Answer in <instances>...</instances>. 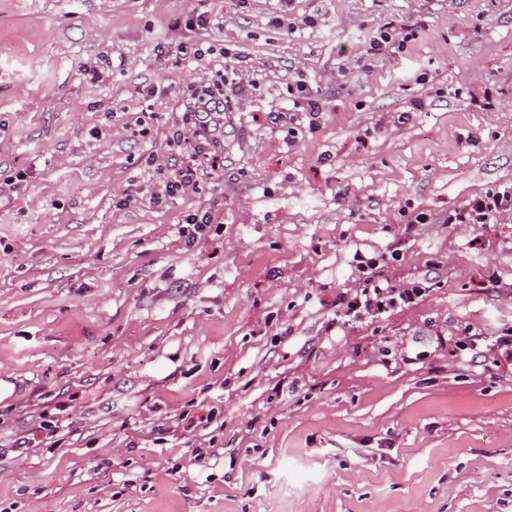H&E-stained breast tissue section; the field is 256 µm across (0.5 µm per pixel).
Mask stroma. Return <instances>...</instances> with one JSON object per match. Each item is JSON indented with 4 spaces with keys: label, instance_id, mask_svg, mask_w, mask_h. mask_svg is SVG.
Returning a JSON list of instances; mask_svg holds the SVG:
<instances>
[{
    "label": "stroma",
    "instance_id": "obj_1",
    "mask_svg": "<svg viewBox=\"0 0 512 512\" xmlns=\"http://www.w3.org/2000/svg\"><path fill=\"white\" fill-rule=\"evenodd\" d=\"M199 14L202 60L172 64L160 46ZM388 23L414 40L366 59ZM228 54L253 88L224 112L223 179L116 208ZM292 75L324 105L293 139L270 121L301 111ZM20 170L0 187V512H512L490 342L512 327V210L448 221L512 187V0H0V176ZM199 208L217 222L188 246ZM357 252L431 292L336 323ZM62 398L69 428L22 447ZM511 209L510 187V190L491 191L471 199L465 208L450 214L448 221L452 224H489L498 213Z\"/></svg>",
    "mask_w": 512,
    "mask_h": 512
}]
</instances>
